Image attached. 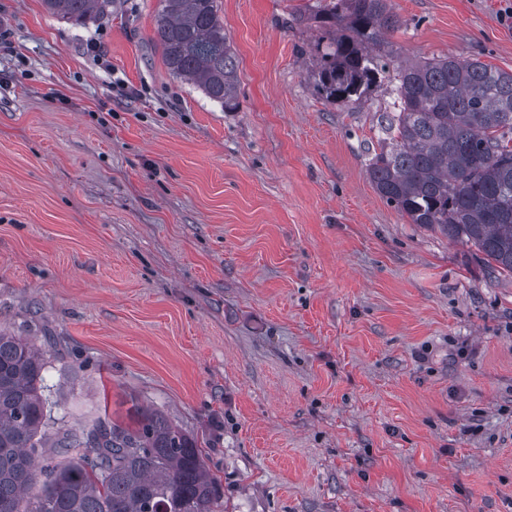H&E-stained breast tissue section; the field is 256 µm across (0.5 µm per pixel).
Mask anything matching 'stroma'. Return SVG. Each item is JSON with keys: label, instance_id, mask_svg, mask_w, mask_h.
Masks as SVG:
<instances>
[{"label": "stroma", "instance_id": "obj_1", "mask_svg": "<svg viewBox=\"0 0 512 512\" xmlns=\"http://www.w3.org/2000/svg\"><path fill=\"white\" fill-rule=\"evenodd\" d=\"M324 3L221 0L227 112L167 70L158 0H0V329L68 425L194 436L224 512H512V275L379 196L394 81L320 97ZM505 6L391 0L393 65L512 71ZM47 11L76 24L109 14L112 0H42Z\"/></svg>", "mask_w": 512, "mask_h": 512}]
</instances>
